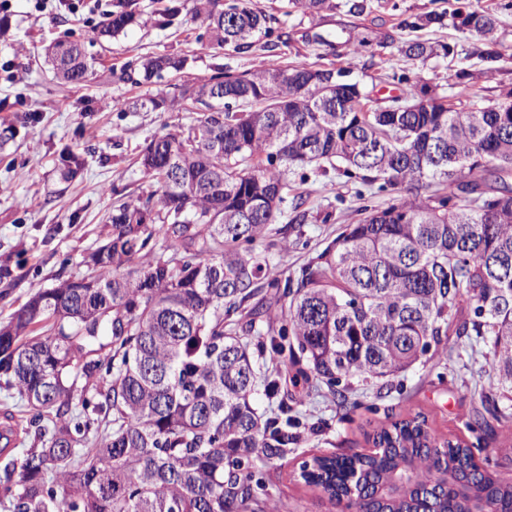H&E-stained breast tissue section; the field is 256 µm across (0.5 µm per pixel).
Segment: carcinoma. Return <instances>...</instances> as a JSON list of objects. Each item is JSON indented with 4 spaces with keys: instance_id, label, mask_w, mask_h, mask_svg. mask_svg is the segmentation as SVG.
Returning <instances> with one entry per match:
<instances>
[{
    "instance_id": "obj_1",
    "label": "carcinoma",
    "mask_w": 512,
    "mask_h": 512,
    "mask_svg": "<svg viewBox=\"0 0 512 512\" xmlns=\"http://www.w3.org/2000/svg\"><path fill=\"white\" fill-rule=\"evenodd\" d=\"M304 13L332 0H290ZM116 0L99 32L115 38L135 19ZM207 48L243 52L274 30L249 0H193ZM478 38L471 54L492 72L512 63L497 41L495 10H458ZM412 61L453 46L391 33ZM57 79L93 75L80 44L49 48ZM172 53L124 64L135 85L177 76ZM305 63L181 82L127 103L147 112H195L194 124L146 143L139 156L156 185L112 208L105 243L86 272L34 293L0 324V390L26 401L33 443L0 488L12 512H276L254 459L288 454V420L254 403L256 362L244 336L274 366L263 378L277 394L288 342L305 383L327 385L339 403L353 378L383 379L454 335L491 344L485 399L512 417V90L485 104L421 99L417 76L398 79L392 102L411 111L363 112L358 82H309ZM293 100L288 112L279 110ZM327 169L366 185L419 191L384 209L364 208L300 267L296 285L264 272L251 245L281 214L283 168ZM62 178L79 157L61 154ZM162 239L172 252L154 251ZM153 253L146 264L135 260ZM474 318L448 320L455 302ZM374 450L344 460L316 455L301 477L330 501L355 494L367 512H418L440 485L439 512L485 502L512 512V482L477 466L471 448L439 440L416 414L374 432ZM70 488L58 498L55 485Z\"/></svg>"
}]
</instances>
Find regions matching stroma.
I'll list each match as a JSON object with an SVG mask.
<instances>
[{
	"instance_id": "stroma-1",
	"label": "stroma",
	"mask_w": 512,
	"mask_h": 512,
	"mask_svg": "<svg viewBox=\"0 0 512 512\" xmlns=\"http://www.w3.org/2000/svg\"><path fill=\"white\" fill-rule=\"evenodd\" d=\"M171 0H132L139 22L124 35L99 37L103 17L74 21L66 8L39 12L34 0H11L9 27L0 34V122L16 127V135L0 151V322L24 304L31 294L81 270L83 257L106 237V225L116 201L148 192L150 181L136 162L147 140L190 124L191 112H122L116 104L142 98L166 87V80L134 86L117 83L109 75L130 59L159 53L188 58L185 79L210 76L215 66L232 73L284 67L303 61L314 66L344 68L350 80L384 103L394 77L423 75L433 91L457 103L454 75L466 68L479 73L471 91L488 101L512 88V64L483 73L469 51L474 38L453 23L420 31L423 39L447 42L456 55L435 57L419 64L396 48L382 47L383 33L406 18L429 12L498 8L501 0H368V9L350 13L352 0H335L336 7L310 15L297 11L289 0H252L253 8L271 18L283 35L278 47H254L247 53L204 49L206 30L190 11H183L179 27L163 28L158 11ZM373 43L349 58V44L363 36ZM78 42L96 60V77L69 85L52 71L48 49L58 42ZM72 149L84 162L81 174L65 181L59 159ZM281 214L269 240L256 243L255 255L271 276L295 278L299 268L323 250L358 216L359 209H383L395 203L400 189L364 185L335 172L288 167ZM303 200L304 223L293 221V206ZM287 243L280 252L279 243ZM490 346L477 338L449 337L447 347L429 352L404 371L384 379H353L346 405H338L327 388L308 393L285 385L279 395L295 419L297 444L286 457L257 458L255 470L266 483L280 512H336L323 494L300 477L303 461L315 455L367 453L374 430L407 415L423 414L432 431L443 439L459 440L472 448L480 465L491 467L512 481V461L504 449L512 446V419H495L482 411ZM30 413L18 396L0 391V428L11 430V451L0 455V468L19 460L30 448Z\"/></svg>"
}]
</instances>
